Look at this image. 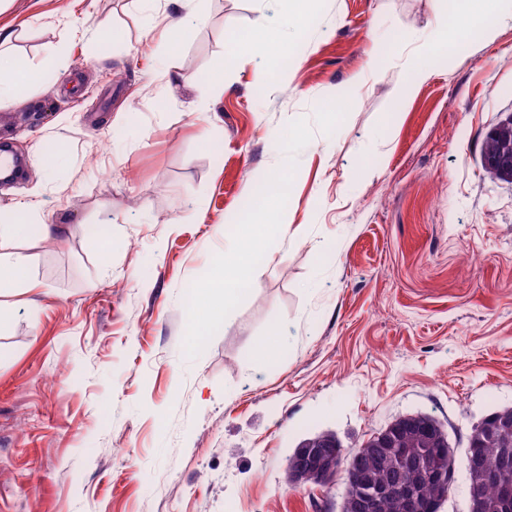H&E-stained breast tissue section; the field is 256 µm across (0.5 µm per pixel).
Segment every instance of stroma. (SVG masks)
Segmentation results:
<instances>
[{
	"instance_id": "1",
	"label": "stroma",
	"mask_w": 512,
	"mask_h": 512,
	"mask_svg": "<svg viewBox=\"0 0 512 512\" xmlns=\"http://www.w3.org/2000/svg\"><path fill=\"white\" fill-rule=\"evenodd\" d=\"M205 7L150 32L130 0H0V53L41 76L0 103L26 161L0 208L67 227L0 242L28 262L0 290V512H340L343 481L284 482L306 436L423 413L461 449L512 406V181L481 154L512 115V25L455 53L437 18L470 0ZM260 20L277 54H232ZM273 173L287 192L245 231ZM228 242L257 287L190 341L184 290Z\"/></svg>"
}]
</instances>
